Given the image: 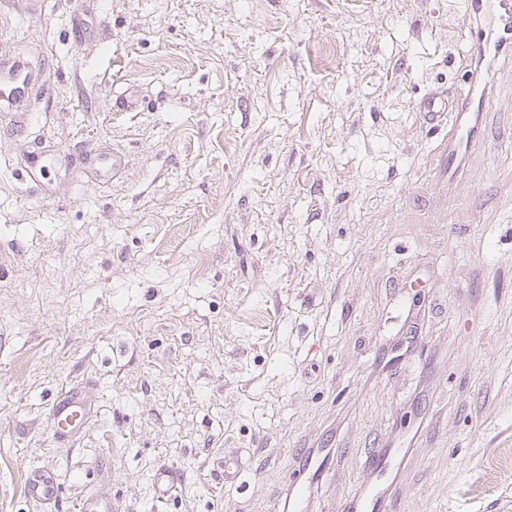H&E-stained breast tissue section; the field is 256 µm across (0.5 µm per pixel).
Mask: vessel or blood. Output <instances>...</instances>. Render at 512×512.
<instances>
[{"mask_svg":"<svg viewBox=\"0 0 512 512\" xmlns=\"http://www.w3.org/2000/svg\"><path fill=\"white\" fill-rule=\"evenodd\" d=\"M466 15L483 13L488 17L494 34L485 44L487 52L512 53V0H464ZM43 66L39 63L18 62L8 68L0 67V104L6 106L15 130H22L20 108L31 99L37 87V75ZM494 105L491 87L476 86L467 81L462 88L448 94L434 91L419 102L422 123L430 129H446L444 147L439 158V176L454 182L462 169L464 159L481 142L479 122L483 112ZM93 404L76 387L61 390L48 407L51 430L56 438H66L87 422ZM27 495L44 505L57 503L60 485L53 472L34 469L28 476ZM76 512H115L111 495L104 490L91 493L76 507Z\"/></svg>","mask_w":512,"mask_h":512,"instance_id":"1","label":"vessel or blood"}]
</instances>
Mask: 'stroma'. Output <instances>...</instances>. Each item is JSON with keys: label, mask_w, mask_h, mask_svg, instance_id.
Here are the masks:
<instances>
[{"label": "stroma", "mask_w": 512, "mask_h": 512, "mask_svg": "<svg viewBox=\"0 0 512 512\" xmlns=\"http://www.w3.org/2000/svg\"><path fill=\"white\" fill-rule=\"evenodd\" d=\"M26 2L0 0V62L51 64L30 129L0 125V512H45L33 467L55 512L101 483L118 512H285L305 448L341 454L304 512L363 488L512 512V57L452 193L417 112L468 75L463 0ZM77 9L101 38L72 43ZM112 149L124 172L93 177ZM400 293L429 310L422 368L388 362ZM77 382L100 410L62 442L47 408ZM375 439L399 454L371 479ZM60 485L53 472L31 469L26 493L34 501L43 505L57 504L60 499Z\"/></svg>", "instance_id": "35a3bbf8"}]
</instances>
